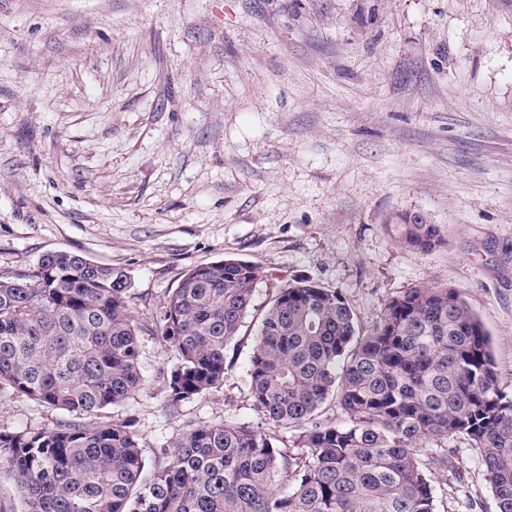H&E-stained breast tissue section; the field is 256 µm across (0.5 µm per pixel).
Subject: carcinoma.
I'll use <instances>...</instances> for the list:
<instances>
[{"instance_id":"1","label":"carcinoma","mask_w":512,"mask_h":512,"mask_svg":"<svg viewBox=\"0 0 512 512\" xmlns=\"http://www.w3.org/2000/svg\"><path fill=\"white\" fill-rule=\"evenodd\" d=\"M389 224L404 247L445 243L421 211ZM262 278L237 258L198 266L152 314L179 361L164 379L172 402L224 385L227 347ZM130 290L122 269L69 252L0 276V386L75 415L124 402L143 384ZM249 390L269 427H192L148 473L128 424L75 419L0 432V470L19 512H435L432 475L463 437L480 450L496 512H512V394L452 288H410L362 333L341 289L294 281L260 319ZM330 399L341 418L323 416ZM425 442L436 450L423 453Z\"/></svg>"}]
</instances>
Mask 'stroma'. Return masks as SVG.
Wrapping results in <instances>:
<instances>
[{
    "mask_svg": "<svg viewBox=\"0 0 512 512\" xmlns=\"http://www.w3.org/2000/svg\"><path fill=\"white\" fill-rule=\"evenodd\" d=\"M445 226L430 252L391 215ZM129 276L141 324L187 270L261 266L222 388L172 403L175 353L82 422L176 433L259 423L249 356L279 288L342 289L361 330L420 285L454 288L512 393V0H0V275L49 252ZM66 412L0 388V431ZM436 512H495L480 451L448 442ZM388 224L394 228L395 241L404 247L429 252L445 243L444 228L421 211L397 212Z\"/></svg>",
    "mask_w": 512,
    "mask_h": 512,
    "instance_id": "1",
    "label": "stroma"
}]
</instances>
